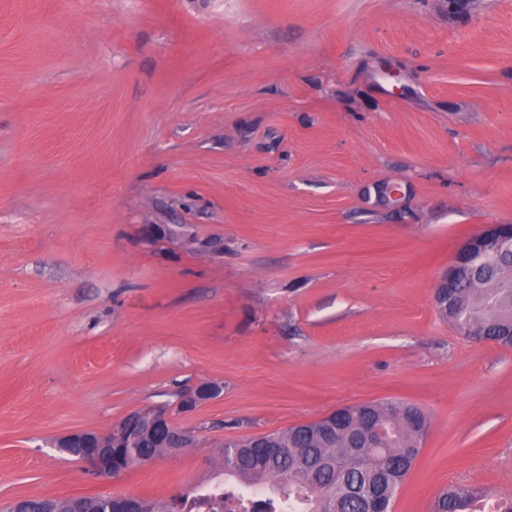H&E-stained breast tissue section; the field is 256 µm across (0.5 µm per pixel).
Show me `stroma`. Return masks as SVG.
Wrapping results in <instances>:
<instances>
[{
  "mask_svg": "<svg viewBox=\"0 0 512 512\" xmlns=\"http://www.w3.org/2000/svg\"><path fill=\"white\" fill-rule=\"evenodd\" d=\"M488 224L512 0H0V503L168 502L224 441L391 399L430 417L392 512L512 497V349L432 304ZM158 406L195 446L102 479L56 446ZM486 497L481 488L450 486L437 496L432 512H486Z\"/></svg>",
  "mask_w": 512,
  "mask_h": 512,
  "instance_id": "obj_1",
  "label": "stroma"
}]
</instances>
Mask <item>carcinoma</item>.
Segmentation results:
<instances>
[{
	"instance_id": "obj_1",
	"label": "carcinoma",
	"mask_w": 512,
	"mask_h": 512,
	"mask_svg": "<svg viewBox=\"0 0 512 512\" xmlns=\"http://www.w3.org/2000/svg\"><path fill=\"white\" fill-rule=\"evenodd\" d=\"M449 287L454 299L439 310L457 332L480 328L499 345H512V246L490 259L464 256ZM366 425L382 429L374 446H355ZM429 419L418 406L404 401L367 402L347 406L317 421L283 430L226 440L222 445L224 482L260 485L268 495L251 512H278L282 499L296 498L302 512H365L362 489L384 485L399 490L418 459ZM286 449L282 456L267 453L268 443ZM163 439L140 428L133 438L112 439V463L127 470L168 451ZM487 492L450 486L435 499L432 512H486ZM45 500L22 499L0 512H42ZM145 512H195L199 498L184 493L172 503L137 500Z\"/></svg>"
}]
</instances>
